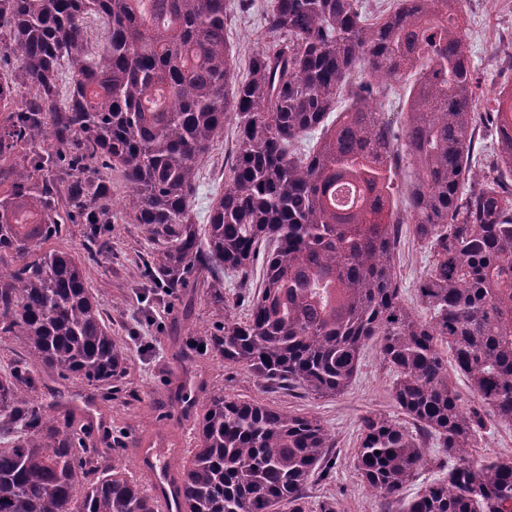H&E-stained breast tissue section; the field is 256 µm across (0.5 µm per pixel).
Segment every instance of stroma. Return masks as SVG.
Listing matches in <instances>:
<instances>
[{"instance_id": "obj_1", "label": "stroma", "mask_w": 512, "mask_h": 512, "mask_svg": "<svg viewBox=\"0 0 512 512\" xmlns=\"http://www.w3.org/2000/svg\"><path fill=\"white\" fill-rule=\"evenodd\" d=\"M228 0L230 19L227 43L237 61L238 75H245L252 54L267 38L262 27L263 0ZM467 35L471 62L480 87L475 109L490 111L503 87L512 84V74L503 71L502 60L512 52V7L498 0H466ZM413 76L383 83V94L370 105L381 112L394 130H401L404 105ZM236 119L228 117L200 172V192L194 202L197 223L207 221L214 194L222 192L230 178V155L235 146ZM152 250L142 225L112 227V254L85 265L86 281L101 309L112 321V333L127 346L128 354L119 380L120 390L104 394L81 380H72L67 390L75 405L90 416L92 447L98 448L102 465L113 457L145 493L153 481L138 465L142 440L159 442L169 457L170 472H178L198 441L197 419L204 398L217 389L242 401H256L290 412L318 417L331 434L332 470L328 477L313 478L305 494L310 504L336 500L343 512H380L381 504L363 483L353 459L364 416L382 413L399 423L406 416L395 406L391 375L383 367L376 346L366 348L355 382L342 395L320 397L301 390L270 388L241 366L225 363L211 349L202 348L201 336L217 331L225 314L244 317L250 292L259 285V270L248 279L229 275L224 279V310H216L210 298L206 275H197L188 288L168 294L146 282L134 280L132 271ZM426 266V258L411 236H404L396 257V271L407 303H414V286Z\"/></svg>"}]
</instances>
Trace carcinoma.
Wrapping results in <instances>:
<instances>
[{
  "label": "carcinoma",
  "mask_w": 512,
  "mask_h": 512,
  "mask_svg": "<svg viewBox=\"0 0 512 512\" xmlns=\"http://www.w3.org/2000/svg\"><path fill=\"white\" fill-rule=\"evenodd\" d=\"M463 4L395 0L368 24L360 0H266L269 42L240 78L226 0H0V50L21 63L0 72V249L16 255L0 271V336L20 337L27 352L0 376V435H12L0 447V512H155L124 468L101 466L69 400L38 398L44 371L112 390L127 347L82 260L34 257L28 241L90 224L93 260L111 251L120 221L143 225L153 244L133 277L187 288L204 269L221 308L224 273L244 276L263 259L246 317L224 313L205 343L277 388L340 396L366 346H378L411 426L382 413L361 421L354 466L376 497L401 512H512V457L467 454L486 421L512 426V92L495 99L494 118L474 111ZM90 18L106 30L96 55ZM409 72L397 134L369 99L373 80ZM344 91L352 105L338 112ZM231 112L230 181L202 227L198 174ZM490 120L497 152L479 172L476 136ZM405 161L416 178L403 219L394 179ZM115 170L127 185L118 210ZM405 222L429 258L415 288L425 318L405 303L394 267ZM450 366L485 415L464 407ZM425 436L448 473L403 499ZM334 445L313 415L215 390L173 481L178 512H343L334 500L314 511L304 496Z\"/></svg>",
  "instance_id": "1"
}]
</instances>
